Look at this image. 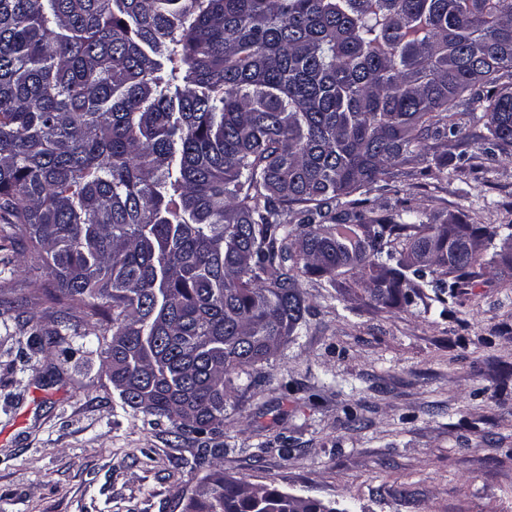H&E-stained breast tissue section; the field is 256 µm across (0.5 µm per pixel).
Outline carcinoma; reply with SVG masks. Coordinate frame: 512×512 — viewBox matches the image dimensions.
Instances as JSON below:
<instances>
[{
	"instance_id": "1",
	"label": "carcinoma",
	"mask_w": 512,
	"mask_h": 512,
	"mask_svg": "<svg viewBox=\"0 0 512 512\" xmlns=\"http://www.w3.org/2000/svg\"><path fill=\"white\" fill-rule=\"evenodd\" d=\"M512 159V0H0V232L106 346L122 405L217 435L307 322L301 278L379 309L454 296L496 232L386 191L430 149ZM189 512H336L216 470Z\"/></svg>"
}]
</instances>
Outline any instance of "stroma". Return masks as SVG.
<instances>
[{"instance_id": "stroma-1", "label": "stroma", "mask_w": 512, "mask_h": 512, "mask_svg": "<svg viewBox=\"0 0 512 512\" xmlns=\"http://www.w3.org/2000/svg\"><path fill=\"white\" fill-rule=\"evenodd\" d=\"M376 214L409 204L438 220L512 224V159L430 150ZM14 233L0 268V512H179L206 475L316 498L340 512H512V253L493 241L447 305L384 311L342 277L303 280L306 326L251 368L213 440L122 409L96 336L51 335L31 310L54 287Z\"/></svg>"}]
</instances>
